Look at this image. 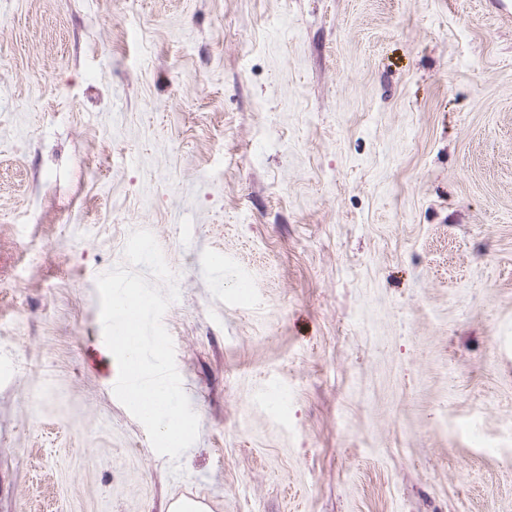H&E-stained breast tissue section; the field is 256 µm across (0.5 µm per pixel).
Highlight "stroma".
Instances as JSON below:
<instances>
[{
    "mask_svg": "<svg viewBox=\"0 0 512 512\" xmlns=\"http://www.w3.org/2000/svg\"><path fill=\"white\" fill-rule=\"evenodd\" d=\"M508 4L0 0V512H512ZM135 229L175 463L109 387Z\"/></svg>",
    "mask_w": 512,
    "mask_h": 512,
    "instance_id": "35a3bbf8",
    "label": "stroma"
}]
</instances>
